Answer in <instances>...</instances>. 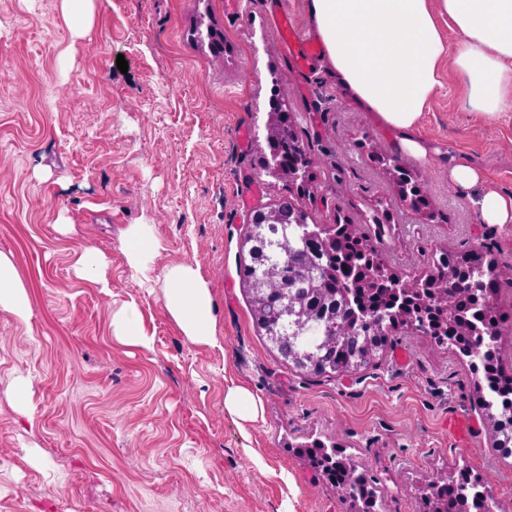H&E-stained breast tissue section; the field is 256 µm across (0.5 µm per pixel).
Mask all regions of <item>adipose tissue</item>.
Returning <instances> with one entry per match:
<instances>
[{"instance_id": "obj_1", "label": "adipose tissue", "mask_w": 512, "mask_h": 512, "mask_svg": "<svg viewBox=\"0 0 512 512\" xmlns=\"http://www.w3.org/2000/svg\"><path fill=\"white\" fill-rule=\"evenodd\" d=\"M307 16L339 88L394 132L398 149L420 162L432 150L418 128L442 86L444 67L463 81V107L487 121L512 111V0H307ZM457 42L448 46L439 22ZM125 260L144 272L160 247L146 224L125 231ZM164 307L193 345L217 342L213 299L197 267L167 266ZM0 310L30 317L25 286L11 255L0 252Z\"/></svg>"}]
</instances>
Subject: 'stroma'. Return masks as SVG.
I'll list each match as a JSON object with an SVG mask.
<instances>
[{
  "instance_id": "35a3bbf8",
  "label": "stroma",
  "mask_w": 512,
  "mask_h": 512,
  "mask_svg": "<svg viewBox=\"0 0 512 512\" xmlns=\"http://www.w3.org/2000/svg\"><path fill=\"white\" fill-rule=\"evenodd\" d=\"M74 35L61 0H0V252L12 255L31 308L0 311V512H347L300 444L336 443L384 493L382 512H419L413 484L450 466L492 474L512 512V456L492 448L466 363L404 330L366 367L333 377L297 371L252 320L238 270L255 210L288 185L260 166L255 135L279 90L321 170L309 212L360 219L375 201L400 237L388 259L428 269L432 249L488 247L512 265V224L480 223L475 195L448 182L462 159L512 193V112L465 111L456 73L425 108L433 150L421 173L440 217L403 209L362 143L392 133L336 87L322 59L299 66L279 43L283 13L312 38L306 0H94ZM128 63L120 72L117 57ZM261 190L251 210L239 199ZM150 225L152 267L192 262L215 307L217 343H188L161 290L140 287L125 231ZM104 256L112 287L80 278L84 248ZM136 304L150 348L112 334V313ZM32 381L26 409L13 395ZM231 385L261 401L241 424L224 408Z\"/></svg>"
}]
</instances>
